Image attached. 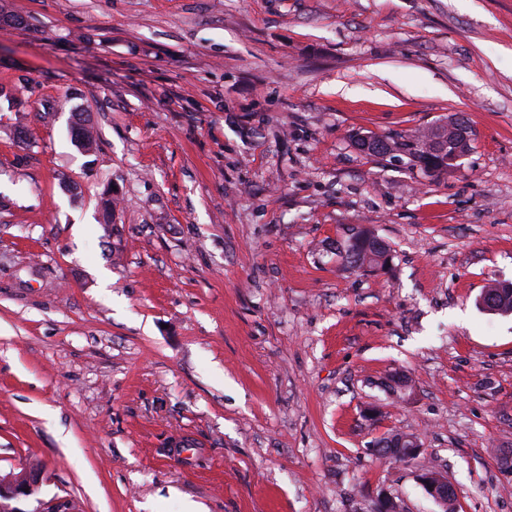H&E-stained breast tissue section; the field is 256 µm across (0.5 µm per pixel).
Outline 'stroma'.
<instances>
[{"mask_svg":"<svg viewBox=\"0 0 512 512\" xmlns=\"http://www.w3.org/2000/svg\"><path fill=\"white\" fill-rule=\"evenodd\" d=\"M0 88L23 512H440L425 466L512 512V315L477 305L512 282V0H0ZM457 114L434 181L351 142ZM351 224L390 271L325 257Z\"/></svg>","mask_w":512,"mask_h":512,"instance_id":"1","label":"stroma"}]
</instances>
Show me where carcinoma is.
Listing matches in <instances>:
<instances>
[{"label":"carcinoma","mask_w":512,"mask_h":512,"mask_svg":"<svg viewBox=\"0 0 512 512\" xmlns=\"http://www.w3.org/2000/svg\"><path fill=\"white\" fill-rule=\"evenodd\" d=\"M438 128L434 125L413 132L393 133L383 136L388 142L389 154L364 149V140L352 139L353 145L365 152V155L382 160L402 162L410 172L427 174L433 171L437 179L457 166V159L465 156L471 148L472 140L460 139L454 130H448V148L444 151L436 149L438 144ZM336 268L342 271H372L376 268H387L392 260L390 246L373 231L365 227L351 229V234L344 241L336 243ZM479 304L492 314L509 315L512 313V284L496 283L484 289ZM381 456L397 460L398 434H390L376 441Z\"/></svg>","instance_id":"obj_1"}]
</instances>
